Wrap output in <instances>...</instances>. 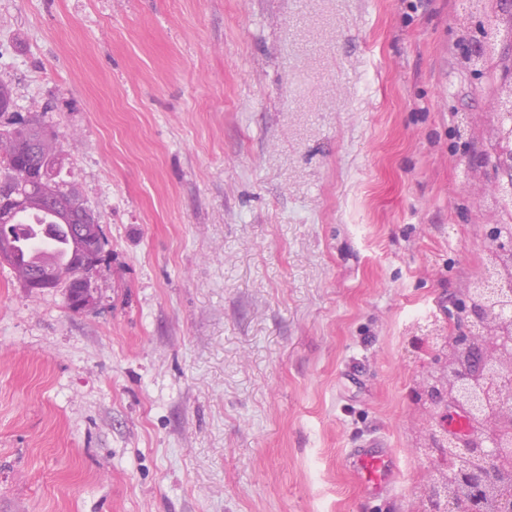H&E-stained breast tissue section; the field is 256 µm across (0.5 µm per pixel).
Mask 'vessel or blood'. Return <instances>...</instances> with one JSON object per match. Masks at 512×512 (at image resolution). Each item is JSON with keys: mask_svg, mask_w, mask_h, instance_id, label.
<instances>
[{"mask_svg": "<svg viewBox=\"0 0 512 512\" xmlns=\"http://www.w3.org/2000/svg\"><path fill=\"white\" fill-rule=\"evenodd\" d=\"M346 461L368 495L383 497L397 491L400 483L398 459L380 437H372L348 449Z\"/></svg>", "mask_w": 512, "mask_h": 512, "instance_id": "obj_1", "label": "vessel or blood"}]
</instances>
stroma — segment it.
<instances>
[{"label":"stroma","mask_w":512,"mask_h":512,"mask_svg":"<svg viewBox=\"0 0 512 512\" xmlns=\"http://www.w3.org/2000/svg\"><path fill=\"white\" fill-rule=\"evenodd\" d=\"M484 3L0 0L106 242L80 311L0 263V512H421L420 339L496 244ZM506 39L512 40V32L510 37H503L501 31L496 29L482 32L481 38L470 40L471 48L463 58L464 64L471 71L481 73L482 68L493 58L498 44ZM346 462L372 497L394 494L400 483L398 459L383 439L374 436L355 448H349Z\"/></svg>","instance_id":"1"}]
</instances>
